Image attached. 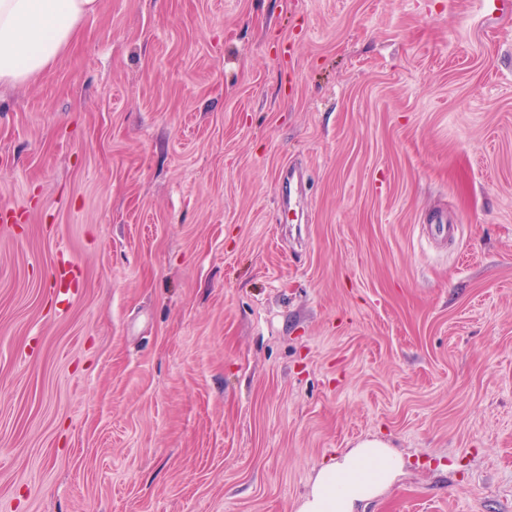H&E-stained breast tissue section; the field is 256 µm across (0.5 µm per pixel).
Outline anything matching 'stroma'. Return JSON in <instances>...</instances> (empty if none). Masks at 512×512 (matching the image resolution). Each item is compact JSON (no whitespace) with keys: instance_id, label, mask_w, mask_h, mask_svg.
<instances>
[{"instance_id":"1","label":"stroma","mask_w":512,"mask_h":512,"mask_svg":"<svg viewBox=\"0 0 512 512\" xmlns=\"http://www.w3.org/2000/svg\"><path fill=\"white\" fill-rule=\"evenodd\" d=\"M0 222V512H512V0H100ZM401 469L400 456L378 439L338 451L319 469L297 512H360L361 505L387 489Z\"/></svg>"}]
</instances>
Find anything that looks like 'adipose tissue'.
Wrapping results in <instances>:
<instances>
[{
    "label": "adipose tissue",
    "mask_w": 512,
    "mask_h": 512,
    "mask_svg": "<svg viewBox=\"0 0 512 512\" xmlns=\"http://www.w3.org/2000/svg\"><path fill=\"white\" fill-rule=\"evenodd\" d=\"M99 5L100 0H0V86L30 83L52 70L82 19ZM401 469L400 456L378 439L336 452L315 475L297 512H359Z\"/></svg>",
    "instance_id": "adipose-tissue-1"
}]
</instances>
